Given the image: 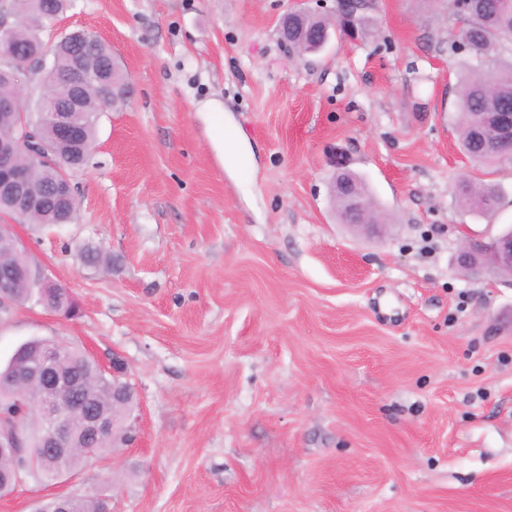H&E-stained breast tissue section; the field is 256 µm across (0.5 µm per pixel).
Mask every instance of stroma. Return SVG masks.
<instances>
[{
    "mask_svg": "<svg viewBox=\"0 0 512 512\" xmlns=\"http://www.w3.org/2000/svg\"><path fill=\"white\" fill-rule=\"evenodd\" d=\"M291 5L70 0L57 21L108 45L127 94L72 173L79 219L15 227L79 314L13 308L0 365L34 337L120 357L139 433L0 512L104 492L112 512H512V277L454 265L512 226V162L488 176L459 148L454 24L373 0L372 37L298 56L277 33ZM340 160L385 237L338 220ZM487 176L496 214L463 210L456 183ZM88 245L112 264L83 266ZM207 115L205 116L211 133L216 141L220 144L223 157L224 151L228 154L229 158H237L242 155L240 144L236 141L233 135H226L224 138V112H222L218 105L208 104L205 107Z\"/></svg>",
    "mask_w": 512,
    "mask_h": 512,
    "instance_id": "stroma-1",
    "label": "stroma"
}]
</instances>
